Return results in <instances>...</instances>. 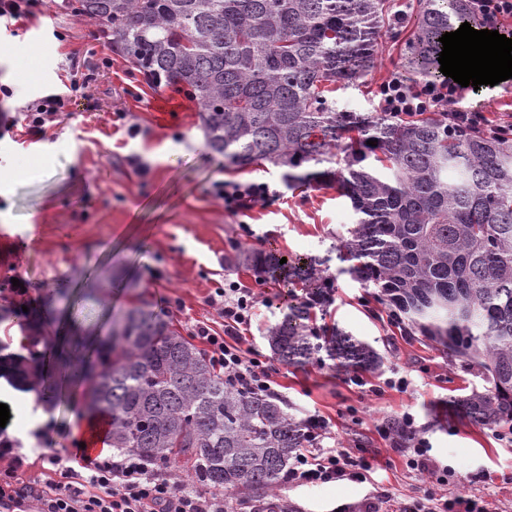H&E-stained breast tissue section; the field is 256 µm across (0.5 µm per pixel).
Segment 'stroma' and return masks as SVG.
<instances>
[{
  "label": "stroma",
  "instance_id": "stroma-1",
  "mask_svg": "<svg viewBox=\"0 0 512 512\" xmlns=\"http://www.w3.org/2000/svg\"><path fill=\"white\" fill-rule=\"evenodd\" d=\"M417 24V4L410 0L402 25L389 21L381 28L375 67L330 93L337 111L380 112L376 88L394 73L406 83H422L404 63ZM26 27L42 32L39 45L0 33V84L13 90L6 102L11 112L63 90L73 61L96 69L97 78L56 126L36 137V150L24 147V135H0V233L9 238L0 256V284L17 278L29 288L22 306L0 295V340L23 357L18 366L0 365V379L11 384L0 403L9 407L11 432L27 422V395L42 397L48 416L43 435L20 448L27 461L22 480L47 475L36 449L73 448L72 419L84 412L52 391L86 355L76 346L66 358L45 362L61 328L73 336L107 335L114 314L142 298L187 335L197 322H217L208 299L234 282L257 296L242 346L273 362L274 389L286 411L300 422L314 414L329 419L325 447L357 446L376 457L363 483H278L270 496L275 512H360L369 497L384 495L397 504L422 494L426 476L408 469L377 432L378 425L407 414L429 455L452 468L447 493L466 491L495 512H512V442L498 429L453 413L456 399L484 389L481 372L448 359L426 337L401 335L374 301V287L343 272L342 262L331 261L326 270L335 288L316 323L371 345L382 365L359 386L352 372L324 355L301 367L276 362L267 329L304 291L259 280L235 256L247 250L304 261L325 255L359 220L336 185L288 186L283 168L271 163L225 170L223 158L193 137L202 128L196 103L179 94L163 97L112 56L96 25L74 16L65 0H47ZM107 56L108 67L102 64ZM450 107L494 121L512 118V78L467 89ZM132 156L146 167V177L134 173ZM222 180L267 184L271 197L243 212L226 211L209 193ZM32 335L38 346H30ZM390 377L407 378V388L386 387ZM373 384L380 393L370 392Z\"/></svg>",
  "mask_w": 512,
  "mask_h": 512
}]
</instances>
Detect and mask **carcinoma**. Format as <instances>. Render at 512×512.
I'll return each mask as SVG.
<instances>
[{
	"label": "carcinoma",
	"instance_id": "1",
	"mask_svg": "<svg viewBox=\"0 0 512 512\" xmlns=\"http://www.w3.org/2000/svg\"><path fill=\"white\" fill-rule=\"evenodd\" d=\"M69 8L154 88L196 102L207 145L225 163L270 162L286 168L290 186L336 184L365 215L336 247L339 260L378 288L395 324L483 371L489 387L459 401L463 419L512 422V139L437 112L407 120L338 112L325 96L374 66L386 0H72ZM418 9L408 67L433 77L439 38L468 4L418 0ZM280 260L271 251L243 258L264 278L307 288V300L270 330L277 358L302 366L324 351L347 371L376 370L371 346L308 324L334 288L325 261ZM95 350L86 411L110 415L113 448L182 458L207 487H246L258 498L254 512L269 507L268 492L306 447L280 401L226 387L193 339L146 303L120 313Z\"/></svg>",
	"mask_w": 512,
	"mask_h": 512
}]
</instances>
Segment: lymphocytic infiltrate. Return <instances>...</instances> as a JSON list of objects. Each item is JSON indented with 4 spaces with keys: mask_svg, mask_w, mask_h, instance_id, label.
<instances>
[{
    "mask_svg": "<svg viewBox=\"0 0 512 512\" xmlns=\"http://www.w3.org/2000/svg\"><path fill=\"white\" fill-rule=\"evenodd\" d=\"M90 80V75L81 74L71 79L67 92L33 100L22 109L20 117L7 118L8 128L19 127L29 135L45 134L59 114L68 111ZM460 90L458 83L448 81L417 87L393 74L380 84L379 95L384 111L395 116H411L444 109ZM210 193L222 200L228 210L239 211L266 198L269 189L258 183L218 181L212 183ZM209 303L217 307L224 329L218 332L201 322L196 324L194 335L204 344L206 355L223 376L225 385L271 394L273 368L241 347V330L250 324L256 304L253 289L224 288ZM306 426L308 447L295 454L285 476L287 482L322 485L360 481L373 470L374 459L365 452L324 447L328 424L322 417L309 416ZM392 447L403 454L408 468L430 478L423 494L402 503L398 512H489L488 503L479 497L442 494V487L448 484L449 470L427 456L422 439L411 434L405 441L393 442ZM43 457L53 466L54 474L33 487L18 478L23 458L12 449L0 448V459L8 463L0 471V499L32 497L40 503L41 512H225L226 509L223 495L199 489L182 479L173 465L162 466L135 453L101 458L77 455L65 448H48Z\"/></svg>",
    "mask_w": 512,
    "mask_h": 512,
    "instance_id": "obj_1",
    "label": "lymphocytic infiltrate"
}]
</instances>
